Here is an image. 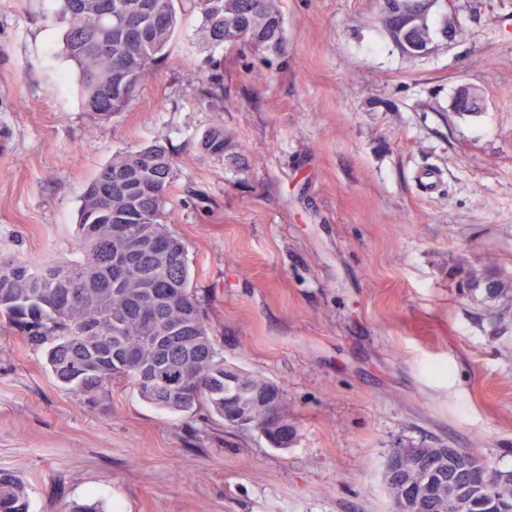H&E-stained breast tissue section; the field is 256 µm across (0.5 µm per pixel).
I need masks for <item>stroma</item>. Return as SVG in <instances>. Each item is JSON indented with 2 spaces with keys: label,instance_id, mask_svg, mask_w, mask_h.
Returning a JSON list of instances; mask_svg holds the SVG:
<instances>
[{
  "label": "stroma",
  "instance_id": "35a3bbf8",
  "mask_svg": "<svg viewBox=\"0 0 512 512\" xmlns=\"http://www.w3.org/2000/svg\"><path fill=\"white\" fill-rule=\"evenodd\" d=\"M280 52L209 41L193 0L129 107L94 119L52 23L0 0V259L69 257L85 185L153 143L175 159L167 229L226 364L280 389L291 447L120 382L59 386L0 332V472L30 512H390L394 448L512 472V0H434L457 32L409 56L383 0H279ZM218 77L220 100L205 95ZM479 107L458 112L462 88ZM224 126L223 157L200 142ZM438 175L422 192L421 173Z\"/></svg>",
  "mask_w": 512,
  "mask_h": 512
}]
</instances>
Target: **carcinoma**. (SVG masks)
<instances>
[{
  "label": "carcinoma",
  "mask_w": 512,
  "mask_h": 512,
  "mask_svg": "<svg viewBox=\"0 0 512 512\" xmlns=\"http://www.w3.org/2000/svg\"><path fill=\"white\" fill-rule=\"evenodd\" d=\"M64 54L76 68L82 108L102 102L94 113L108 120L124 111L153 65L179 28L177 0H59ZM152 3L158 16L142 17V29L119 33L110 26L115 5ZM397 0H384V24L400 50L419 56L436 37L453 36L448 24L429 22L430 4L407 21ZM203 27L213 42L237 46L255 54L276 51L283 43V18L276 0H195ZM105 38L110 52L94 48ZM226 140L220 123L202 137L203 151L224 156ZM174 173L166 145L154 143L112 158L87 185L79 209L75 258L48 260V273L33 276L32 263L15 259L0 264V326L16 332L40 355L60 385L92 401L114 381L130 383L155 408L172 414L207 407L224 417L239 394L227 381L232 366L216 349L194 295L184 242L164 224L165 193ZM128 177L133 192L114 187L116 177ZM138 237H151L157 248L133 258L120 281L112 284V261L130 250ZM467 286L481 287L487 297L512 288L494 277H471ZM143 365H154L163 381L140 379L127 366L126 354ZM407 479L440 489V476L460 464L444 456L433 474L419 467L427 448H395ZM0 512H30L26 485L17 476L0 474Z\"/></svg>",
  "instance_id": "cac0c4a2"
}]
</instances>
